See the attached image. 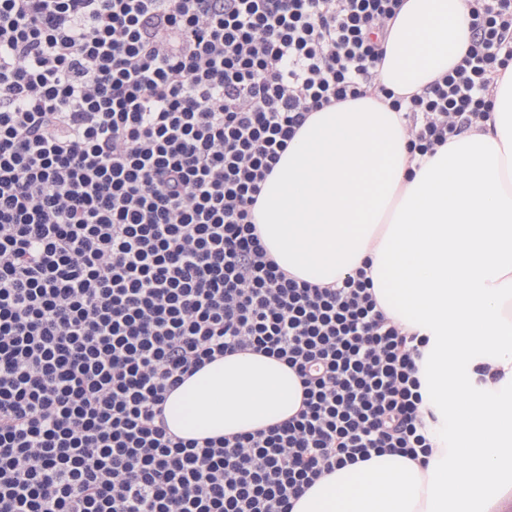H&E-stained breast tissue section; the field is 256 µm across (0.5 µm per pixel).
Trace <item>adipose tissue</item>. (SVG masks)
<instances>
[{"label": "adipose tissue", "instance_id": "1", "mask_svg": "<svg viewBox=\"0 0 512 512\" xmlns=\"http://www.w3.org/2000/svg\"><path fill=\"white\" fill-rule=\"evenodd\" d=\"M471 40L467 0H403L378 91L312 113L262 185L255 223L281 269L316 285L371 259L376 299L428 337L419 363L435 413L427 461L372 455L322 476L292 512H489L512 494V66L491 119L413 159L383 90L421 91ZM296 372L227 355L170 394L185 439L254 432L297 414Z\"/></svg>", "mask_w": 512, "mask_h": 512}]
</instances>
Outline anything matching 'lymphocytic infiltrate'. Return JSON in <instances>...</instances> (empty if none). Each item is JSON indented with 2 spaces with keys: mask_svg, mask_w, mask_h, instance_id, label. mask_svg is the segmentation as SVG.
<instances>
[{
  "mask_svg": "<svg viewBox=\"0 0 512 512\" xmlns=\"http://www.w3.org/2000/svg\"><path fill=\"white\" fill-rule=\"evenodd\" d=\"M410 96L411 154L491 117L512 0ZM402 0H0V512H291L324 474L431 442L425 338L366 268L287 277L253 221L311 112L376 87ZM293 368L302 408L185 440L166 395L216 357Z\"/></svg>",
  "mask_w": 512,
  "mask_h": 512,
  "instance_id": "obj_1",
  "label": "lymphocytic infiltrate"
}]
</instances>
